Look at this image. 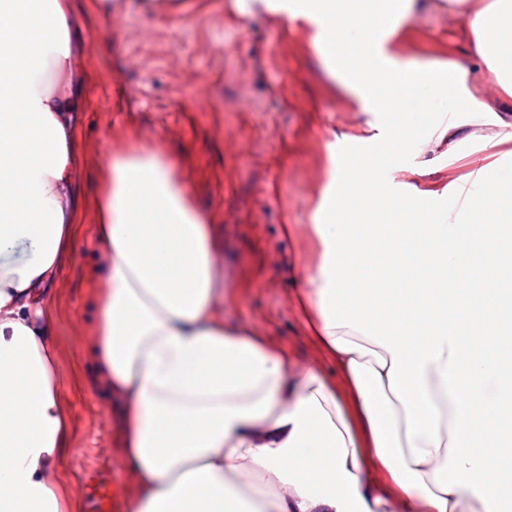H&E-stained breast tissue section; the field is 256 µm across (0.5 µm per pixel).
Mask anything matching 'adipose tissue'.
<instances>
[{
  "mask_svg": "<svg viewBox=\"0 0 512 512\" xmlns=\"http://www.w3.org/2000/svg\"><path fill=\"white\" fill-rule=\"evenodd\" d=\"M47 2L0 0V512L70 507L46 306L90 164L91 370L121 408L124 512H512V172L413 195L378 177L406 152L423 159L413 175L433 173L473 113L483 146L511 143L512 114L457 65L385 53L418 0H263L312 20L328 70L388 133L380 156L333 162L312 226L300 306L332 376L225 325L221 242L162 143L85 156L74 4ZM467 24L492 93L511 97L512 0Z\"/></svg>",
  "mask_w": 512,
  "mask_h": 512,
  "instance_id": "ef3b65f1",
  "label": "adipose tissue"
}]
</instances>
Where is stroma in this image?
Returning a JSON list of instances; mask_svg holds the SVG:
<instances>
[{
  "label": "stroma",
  "mask_w": 512,
  "mask_h": 512,
  "mask_svg": "<svg viewBox=\"0 0 512 512\" xmlns=\"http://www.w3.org/2000/svg\"><path fill=\"white\" fill-rule=\"evenodd\" d=\"M113 12L81 18V62L88 73L87 108L75 135L89 151L119 148L122 138L160 141L187 178L197 206L212 214L224 240L219 277L229 297L224 322L260 331L301 365L319 361L296 304L305 286L303 255H311L310 224L327 183L330 157L370 153L376 141L338 142L366 116L325 69L314 30L255 8L240 16L236 0H112ZM466 14L448 0H430L410 32L388 45L409 58L454 60L493 81ZM490 149L459 142L417 188L488 165ZM85 205L74 226V248L47 308L59 352L60 397L70 419L69 448L59 472L73 512H94L89 488L114 490L110 512H122L129 485L115 449L111 408L89 377L83 322L93 237L96 177L85 169Z\"/></svg>",
  "instance_id": "stroma-1"
}]
</instances>
